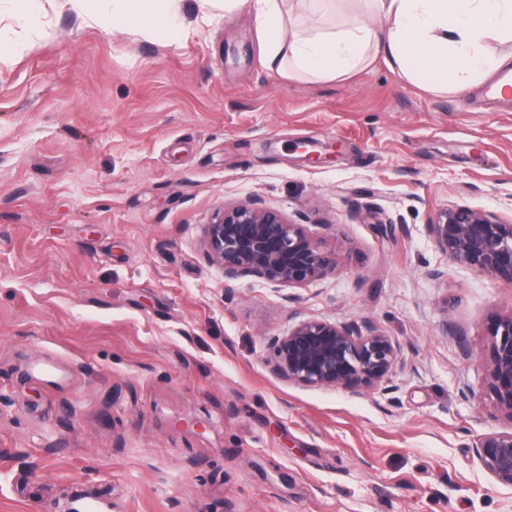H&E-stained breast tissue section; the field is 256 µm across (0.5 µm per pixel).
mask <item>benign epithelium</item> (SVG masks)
I'll use <instances>...</instances> for the list:
<instances>
[{"label": "benign epithelium", "mask_w": 512, "mask_h": 512, "mask_svg": "<svg viewBox=\"0 0 512 512\" xmlns=\"http://www.w3.org/2000/svg\"><path fill=\"white\" fill-rule=\"evenodd\" d=\"M428 232L448 258L512 284V219L456 205L437 212ZM206 251L227 280L255 277L302 287L336 269L306 225L287 219L258 199L220 208L206 226ZM492 357L487 383L496 403L512 418V315L490 331ZM273 370L282 378L352 394L382 383L396 363L398 346L373 324L303 319L273 339ZM483 468L512 487V430L482 436L475 444Z\"/></svg>", "instance_id": "1"}]
</instances>
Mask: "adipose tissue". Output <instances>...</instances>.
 Returning <instances> with one entry per match:
<instances>
[{
	"label": "adipose tissue",
	"mask_w": 512,
	"mask_h": 512,
	"mask_svg": "<svg viewBox=\"0 0 512 512\" xmlns=\"http://www.w3.org/2000/svg\"><path fill=\"white\" fill-rule=\"evenodd\" d=\"M225 14L248 12L260 61L293 79L343 80L374 64L433 93H455L512 64L499 53L512 41V0H349L363 15L337 10L336 0H309L301 19L294 0H201Z\"/></svg>",
	"instance_id": "adipose-tissue-1"
}]
</instances>
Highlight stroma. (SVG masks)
<instances>
[{"label":"stroma","mask_w":512,"mask_h":512,"mask_svg":"<svg viewBox=\"0 0 512 512\" xmlns=\"http://www.w3.org/2000/svg\"><path fill=\"white\" fill-rule=\"evenodd\" d=\"M199 15L0 0V512L78 487L105 512H512L474 448L512 429L486 381L512 284L427 232L456 205L512 218V98L291 79L251 15ZM253 198L335 273L225 282L205 228ZM303 319L372 322L399 359L359 395L289 382L271 341ZM153 1L157 0H113L112 12L119 20L144 22L151 29L159 31L165 28L168 19L165 15L150 13L147 10V5Z\"/></svg>","instance_id":"stroma-1"}]
</instances>
